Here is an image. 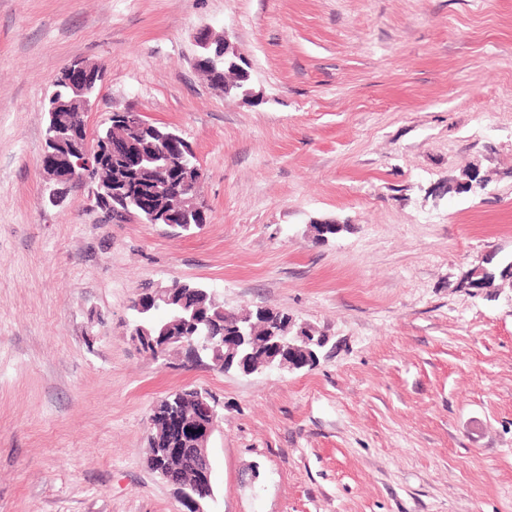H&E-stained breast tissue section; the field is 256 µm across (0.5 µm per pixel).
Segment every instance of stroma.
Instances as JSON below:
<instances>
[{
    "label": "stroma",
    "instance_id": "1",
    "mask_svg": "<svg viewBox=\"0 0 512 512\" xmlns=\"http://www.w3.org/2000/svg\"><path fill=\"white\" fill-rule=\"evenodd\" d=\"M203 29L252 100L198 70ZM75 60L102 68L89 128L138 111L192 145L200 228L49 203ZM509 259L512 0H0V512H178L148 416L188 386L224 403L208 512H512V280L466 285ZM175 281L328 343L293 372L152 360L131 305ZM197 45L201 49L200 55L196 58L198 67L200 64H206L212 68L222 66L239 72L244 82L241 86L245 87L242 90V98L249 99L253 96L250 73L243 66V59L226 35L224 39L216 38L209 31L202 30L197 34Z\"/></svg>",
    "mask_w": 512,
    "mask_h": 512
}]
</instances>
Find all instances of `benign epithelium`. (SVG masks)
I'll return each instance as SVG.
<instances>
[{
    "instance_id": "7a95c632",
    "label": "benign epithelium",
    "mask_w": 512,
    "mask_h": 512,
    "mask_svg": "<svg viewBox=\"0 0 512 512\" xmlns=\"http://www.w3.org/2000/svg\"><path fill=\"white\" fill-rule=\"evenodd\" d=\"M200 55L196 64H206L212 68L222 66L240 73L243 81L242 98L253 96L250 87L249 71L243 66V59L237 53L229 38H216L202 30L197 34ZM99 67L84 61L67 65L54 80L66 89L67 98L57 90L48 96L49 122L46 126L45 144L40 157V167L51 185L49 200L59 202L77 186L87 188L89 197L96 199L112 214L122 218L133 217L147 224H191L189 213L179 207L167 212H154L146 201L162 194L168 183L161 177L152 182L145 193L137 194L142 200L139 209L130 208L127 189L116 186L110 180L100 177L104 167H121L130 162L131 141L134 135H151L156 138L158 152L172 166L181 172L182 189L191 193L202 179V169L198 157L181 135L168 131V127L150 122L140 112L130 111L118 114L124 121L126 133L112 137L110 119H103L96 127L93 141H88L84 117L90 112L97 99ZM171 324L164 325L158 335L150 336L139 325L131 330V340L148 356H166L171 351L179 352L183 360L202 361L201 349L185 336L171 335ZM224 346V363H215L218 368L231 369L235 357L242 351L249 358L248 349L256 348L252 323L239 319L234 332L218 338ZM324 340L316 339L309 330L301 326L296 332L282 336L278 332L265 337L262 348L265 357L264 368L272 371L300 370L316 364ZM224 421V412L213 401L200 400L192 414L178 411L164 413V423L169 434L189 444L187 448H162L154 467L168 485L174 488L181 505L180 512H204V505L214 497V481L210 459L206 452L207 444ZM191 475L195 493L185 495L182 478Z\"/></svg>"
}]
</instances>
